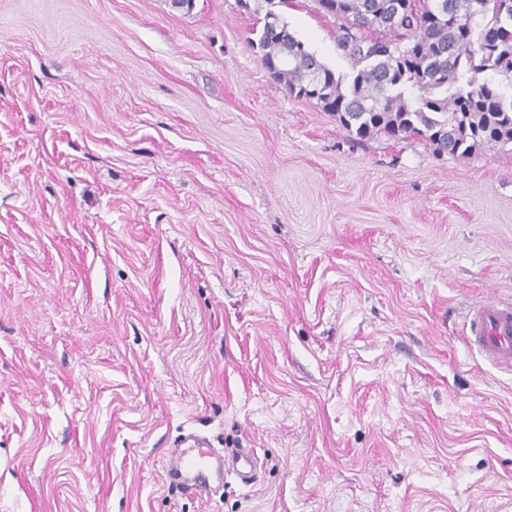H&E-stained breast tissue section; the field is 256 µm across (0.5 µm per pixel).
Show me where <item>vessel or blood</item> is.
I'll return each instance as SVG.
<instances>
[{
	"mask_svg": "<svg viewBox=\"0 0 512 512\" xmlns=\"http://www.w3.org/2000/svg\"><path fill=\"white\" fill-rule=\"evenodd\" d=\"M463 331L488 361L512 370V303L489 302L474 308L464 320ZM254 466L252 449H218L207 435L192 430L176 437L163 468L170 486L204 498L215 486L223 484L226 472L249 483Z\"/></svg>",
	"mask_w": 512,
	"mask_h": 512,
	"instance_id": "1",
	"label": "vessel or blood"
}]
</instances>
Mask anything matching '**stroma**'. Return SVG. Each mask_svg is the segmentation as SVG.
Segmentation results:
<instances>
[{
	"label": "stroma",
	"instance_id": "obj_1",
	"mask_svg": "<svg viewBox=\"0 0 512 512\" xmlns=\"http://www.w3.org/2000/svg\"><path fill=\"white\" fill-rule=\"evenodd\" d=\"M248 2L0 0V512H512V372L461 331L512 301V144L355 140ZM185 428L256 482L170 489Z\"/></svg>",
	"mask_w": 512,
	"mask_h": 512
}]
</instances>
